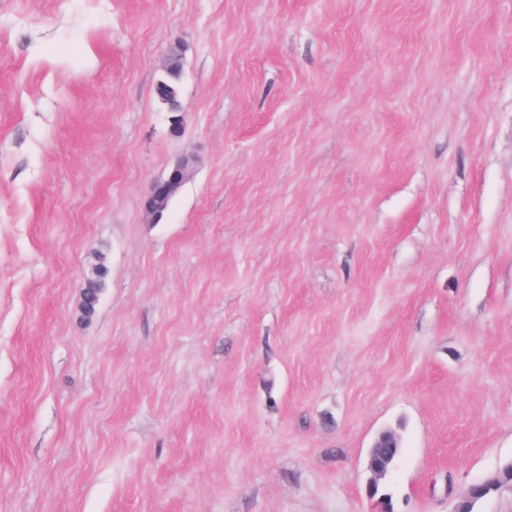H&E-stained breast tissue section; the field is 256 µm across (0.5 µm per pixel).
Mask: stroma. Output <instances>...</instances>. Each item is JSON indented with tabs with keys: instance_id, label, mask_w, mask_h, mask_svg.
I'll return each mask as SVG.
<instances>
[{
	"instance_id": "obj_1",
	"label": "stroma",
	"mask_w": 512,
	"mask_h": 512,
	"mask_svg": "<svg viewBox=\"0 0 512 512\" xmlns=\"http://www.w3.org/2000/svg\"><path fill=\"white\" fill-rule=\"evenodd\" d=\"M386 430L512 463V0H0V512H382ZM188 164L174 165L166 176L151 183L146 198L144 210L153 221H160L163 217L165 205L171 199L188 177Z\"/></svg>"
}]
</instances>
